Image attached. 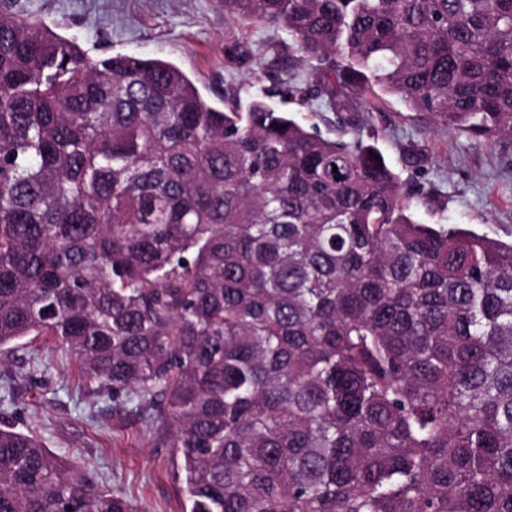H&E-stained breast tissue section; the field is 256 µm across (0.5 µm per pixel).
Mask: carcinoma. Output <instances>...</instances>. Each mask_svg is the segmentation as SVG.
Masks as SVG:
<instances>
[{"label":"carcinoma","instance_id":"cac0c4a2","mask_svg":"<svg viewBox=\"0 0 512 512\" xmlns=\"http://www.w3.org/2000/svg\"><path fill=\"white\" fill-rule=\"evenodd\" d=\"M221 3L352 127L380 91L512 139V0ZM374 153L0 11V351L135 396L182 512H512V243ZM0 512L137 510L5 425Z\"/></svg>","mask_w":512,"mask_h":512}]
</instances>
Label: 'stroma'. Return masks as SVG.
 <instances>
[{
  "label": "stroma",
  "instance_id": "35a3bbf8",
  "mask_svg": "<svg viewBox=\"0 0 512 512\" xmlns=\"http://www.w3.org/2000/svg\"><path fill=\"white\" fill-rule=\"evenodd\" d=\"M1 7L76 38L93 57L124 52L172 62L214 104L234 91L245 102L287 106L300 124L326 138L357 136L319 100L284 104L288 59L274 29L225 17L218 0H0ZM230 43L240 49L233 63L225 57ZM360 119L415 191L420 221L466 224L512 240V143L444 131L390 97ZM4 386L12 389V404L0 405L1 423L33 433L46 448L89 468L100 486L122 492L138 512H180L183 493L171 451L154 447L136 401H113L81 379L64 349L26 339L0 364Z\"/></svg>",
  "mask_w": 512,
  "mask_h": 512
}]
</instances>
